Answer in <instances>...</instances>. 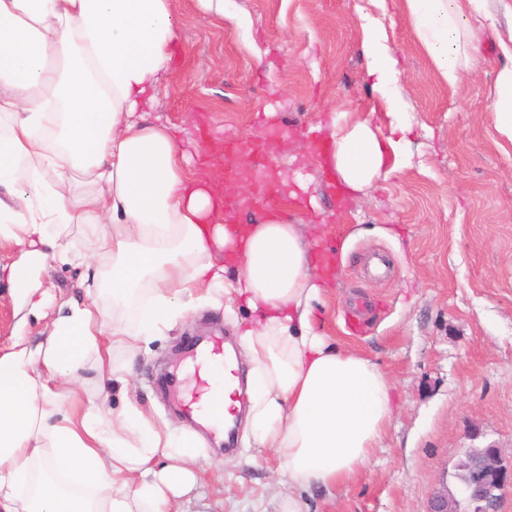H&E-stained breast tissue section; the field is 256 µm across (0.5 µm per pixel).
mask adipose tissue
<instances>
[{
    "instance_id": "ef3b65f1",
    "label": "adipose tissue",
    "mask_w": 512,
    "mask_h": 512,
    "mask_svg": "<svg viewBox=\"0 0 512 512\" xmlns=\"http://www.w3.org/2000/svg\"><path fill=\"white\" fill-rule=\"evenodd\" d=\"M405 3L439 76L459 89L480 0ZM176 38L170 0H0V251L16 257L20 309L48 321L37 343L21 336L0 354V512H176L198 484L196 434L135 402L114 407L112 389L128 385L143 344L201 304L247 313L235 322L250 364L243 438L274 450L290 486L353 479L392 417L384 373L314 324L330 283L302 225L271 212L223 222L219 192L169 128L147 122ZM363 53L390 129L332 121L326 164L354 192L389 177L406 130L386 32L371 29ZM75 224L89 231L85 248ZM51 262L84 267V298L56 302L41 280ZM127 303L132 318L110 316Z\"/></svg>"
}]
</instances>
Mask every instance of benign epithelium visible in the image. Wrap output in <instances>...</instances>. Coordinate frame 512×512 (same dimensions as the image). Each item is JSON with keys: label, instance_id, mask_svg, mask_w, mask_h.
<instances>
[{"label": "benign epithelium", "instance_id": "7a95c632", "mask_svg": "<svg viewBox=\"0 0 512 512\" xmlns=\"http://www.w3.org/2000/svg\"><path fill=\"white\" fill-rule=\"evenodd\" d=\"M459 470L466 474L459 485V498H448L444 486L432 494L426 512H462L463 503L470 512H498L503 491L512 487V466L505 464L500 449H489L485 459L476 455V449H468Z\"/></svg>", "mask_w": 512, "mask_h": 512}]
</instances>
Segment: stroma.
Instances as JSON below:
<instances>
[{"label": "stroma", "instance_id": "obj_1", "mask_svg": "<svg viewBox=\"0 0 512 512\" xmlns=\"http://www.w3.org/2000/svg\"><path fill=\"white\" fill-rule=\"evenodd\" d=\"M485 8L469 17L482 28L478 64L455 91L438 78L405 0H224L220 14L171 0L178 47L150 121L175 128L192 153L209 139L261 143L284 192L298 194L289 221L327 225L321 250L345 249L317 309L324 333L392 385L395 411L370 460L332 493L305 492L308 512H425L440 481L456 494L466 449L512 459V140L493 110L506 61L497 36L512 27V0ZM370 20L399 60L393 87L407 142L388 179L339 199L324 179L323 125L380 103L362 53ZM360 301L370 326L351 336L343 314ZM234 334L223 309L197 308L148 344L114 404L129 397L187 426L191 345ZM200 433L198 491L215 512H282L291 490L273 450L239 443L252 463L236 467L215 431Z\"/></svg>", "mask_w": 512, "mask_h": 512}]
</instances>
